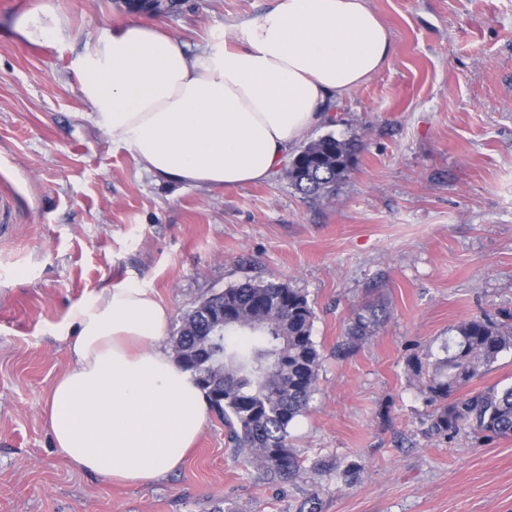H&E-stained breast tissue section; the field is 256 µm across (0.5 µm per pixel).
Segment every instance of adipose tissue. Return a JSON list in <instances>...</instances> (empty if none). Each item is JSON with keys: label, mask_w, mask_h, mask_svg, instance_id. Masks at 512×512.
<instances>
[{"label": "adipose tissue", "mask_w": 512, "mask_h": 512, "mask_svg": "<svg viewBox=\"0 0 512 512\" xmlns=\"http://www.w3.org/2000/svg\"><path fill=\"white\" fill-rule=\"evenodd\" d=\"M13 30L53 45L66 27L47 0ZM391 53L367 0H273L197 54L132 21L84 44L73 68L96 124L156 180L224 190L265 181ZM169 318L153 292L131 282L71 308L70 365L45 414L73 469L147 484L177 468L197 440L208 403L162 345Z\"/></svg>", "instance_id": "ef3b65f1"}]
</instances>
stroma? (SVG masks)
Masks as SVG:
<instances>
[{
  "label": "stroma",
  "mask_w": 512,
  "mask_h": 512,
  "mask_svg": "<svg viewBox=\"0 0 512 512\" xmlns=\"http://www.w3.org/2000/svg\"><path fill=\"white\" fill-rule=\"evenodd\" d=\"M42 2L0 7V512H512V437L426 436L407 367L458 322L512 312V0H368L393 53L309 134L360 144L329 199L300 194L282 168L224 191L156 181L75 89L70 47L103 30L157 23L193 55L271 0H180L170 14L52 0L69 44L18 40L15 18ZM128 278L169 307L171 337L200 300L248 280L306 295L322 368L290 429L301 478L263 480L212 411L151 484L68 466L44 416L69 364L58 332L73 306ZM367 302L388 322L337 357Z\"/></svg>",
  "instance_id": "1"
}]
</instances>
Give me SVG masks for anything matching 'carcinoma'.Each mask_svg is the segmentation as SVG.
<instances>
[{"instance_id":"1","label":"carcinoma","mask_w":512,"mask_h":512,"mask_svg":"<svg viewBox=\"0 0 512 512\" xmlns=\"http://www.w3.org/2000/svg\"><path fill=\"white\" fill-rule=\"evenodd\" d=\"M358 144L328 134L305 145L288 179L306 196L333 194L354 164ZM314 312L306 295L281 281H246L201 300L182 317L173 350L192 371L212 408L224 421L233 453L271 483L295 478L301 463L290 427L307 413L317 390L321 355L312 339ZM384 309L353 312L339 351L372 336ZM443 356L408 360L431 408L426 434L452 439L472 435L483 442L512 436V385L463 392L512 351V314L476 316L458 323Z\"/></svg>"}]
</instances>
